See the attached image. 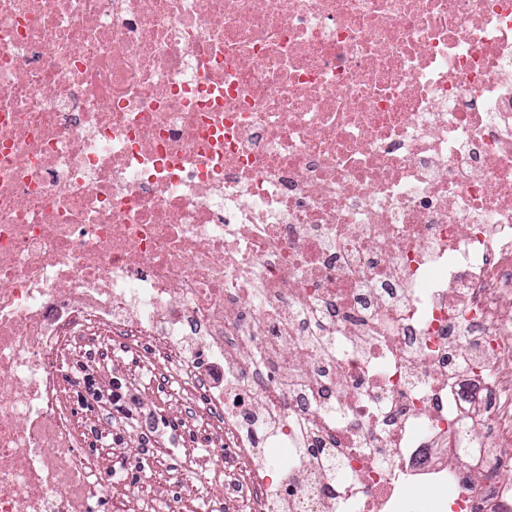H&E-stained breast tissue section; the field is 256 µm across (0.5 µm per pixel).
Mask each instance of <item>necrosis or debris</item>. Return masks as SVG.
<instances>
[{"label": "necrosis or debris", "instance_id": "necrosis-or-debris-1", "mask_svg": "<svg viewBox=\"0 0 512 512\" xmlns=\"http://www.w3.org/2000/svg\"><path fill=\"white\" fill-rule=\"evenodd\" d=\"M107 351L204 512H512V0H0V512H182ZM100 364L101 365L96 364L97 368L95 366L91 367L90 371H94L97 381L107 387L112 377L123 378L128 369L132 366L131 362L128 361H113V356H103L100 360ZM72 402L77 414V420L83 424L86 416L95 415L99 411L114 417V428L104 438L90 437L82 451L90 456L100 459L104 465L103 479H113L109 459L115 465L116 476L122 477L129 483H136L140 470L150 469L156 482L164 485L170 494L179 497L183 495V512H202L197 510L198 503L193 497L186 496L183 487L187 481L181 479L182 474H189L186 461L192 456L199 444V438L183 434L177 424L179 415L176 407L164 404L158 395L139 396L138 409L132 414L117 410L105 401L95 404L87 401L78 387L72 391ZM91 409V411H90ZM109 413H112L111 415ZM156 418V424L151 432L143 431V435L136 431L143 419ZM164 423V424H163ZM177 429V430H176ZM176 430V431H175ZM164 441L167 447L157 448L158 443Z\"/></svg>", "mask_w": 512, "mask_h": 512}]
</instances>
